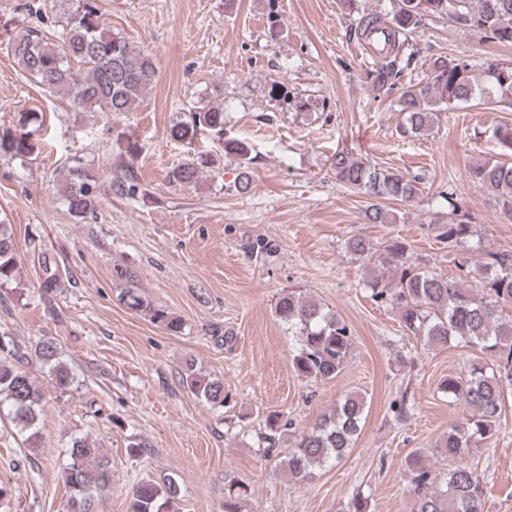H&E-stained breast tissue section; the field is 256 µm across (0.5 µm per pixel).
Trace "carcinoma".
Segmentation results:
<instances>
[{
    "mask_svg": "<svg viewBox=\"0 0 512 512\" xmlns=\"http://www.w3.org/2000/svg\"><path fill=\"white\" fill-rule=\"evenodd\" d=\"M47 0L23 4L37 21L12 37V54L21 69L45 88L62 93L74 106L92 112L121 114L132 111L151 87L156 76L151 53L137 49L125 38L112 34L102 19L97 0H52L65 19L61 30L48 31L43 7ZM430 15L449 16L457 24L473 29L492 42L512 45V0H398L389 17L375 13L360 15L356 37L373 48L375 88L398 83L409 65L404 36L416 31ZM512 94V66L490 64L473 74L464 62L438 57L430 65L426 82L404 87L398 103L403 115L400 133L420 137L437 124L440 112L477 96ZM38 117L21 115L19 129L0 133V156L24 159L36 142L29 125ZM213 133L224 141L228 154L237 156L242 168H249L250 150L237 139H224V106H193L173 120L170 136L191 145L198 135ZM331 167L336 180L369 197L365 218L369 224H389L391 213L383 201H409L418 193L416 178H409L383 166L338 151ZM470 180L494 196L503 213L512 219V161H487L473 166ZM169 179L195 184L199 168L193 161L170 171ZM117 192L137 195L133 177L127 173L112 181ZM58 194L69 213L81 222L95 213L98 203L96 181L74 166ZM473 235L471 217L463 213L439 228L438 237L456 246ZM347 251L367 268L366 287L370 297L399 310L406 332L429 347H446L454 341L479 351L466 377L448 376L440 389L453 403L467 411L461 423H453L436 445L441 457H456L476 443L492 437L501 425L505 408L504 387L512 386V316L504 317L499 307L512 303V256L488 254L476 261L480 279L466 285L430 269L412 258L407 243L390 238L380 246L362 235L346 242ZM17 269L15 238L11 225L0 224V283L14 279ZM124 304L170 331L181 321L146 299L139 288L122 291ZM276 316L288 324L297 339L293 351L295 371L308 378L332 379L342 370L353 345V333L343 319L325 310L321 303L294 289L280 294ZM0 352L14 361L0 364V412L5 410L26 440H37L44 391L22 369L32 355L48 366L49 376L59 387L72 382L68 368L59 360L53 342L43 341L35 350L14 341L0 340ZM185 382L197 397L214 407L227 404L233 395L220 378L198 376L194 364H186ZM366 399L347 394L304 431L288 452L284 464L291 478L306 481L315 470L341 461L353 448L365 420ZM277 420L266 422L260 443L266 457L278 451ZM62 478L69 491L67 512H99L102 493L109 487L112 463L108 456L75 439L66 452ZM412 512H484L483 490L475 473L466 466L446 472L437 470L421 456L413 455L405 471ZM247 488L232 485L224 492V512H241ZM177 487L168 482L161 489L149 481L133 488L129 512H174Z\"/></svg>",
    "mask_w": 512,
    "mask_h": 512,
    "instance_id": "carcinoma-1",
    "label": "carcinoma"
}]
</instances>
